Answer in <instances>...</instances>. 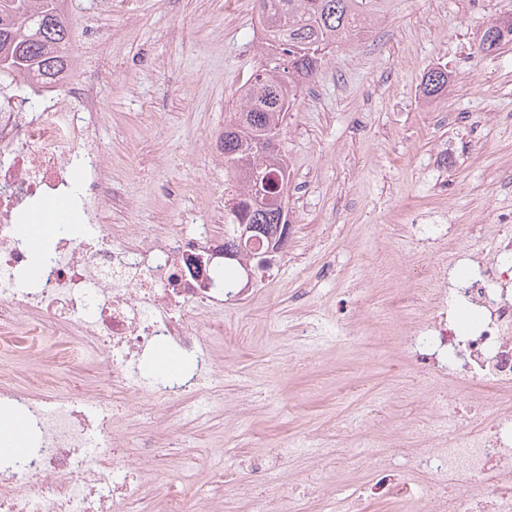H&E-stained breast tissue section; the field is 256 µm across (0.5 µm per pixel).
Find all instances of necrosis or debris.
<instances>
[{
  "label": "necrosis or debris",
  "instance_id": "1",
  "mask_svg": "<svg viewBox=\"0 0 512 512\" xmlns=\"http://www.w3.org/2000/svg\"><path fill=\"white\" fill-rule=\"evenodd\" d=\"M31 112L23 101L0 99V325L22 318L47 323L66 343V363L102 357L97 377L107 395L78 388L54 394L0 381V401L25 418L34 446L23 457L0 461V512H146L143 465L154 446L129 420L127 404L142 396L165 407L168 422L203 423L223 407L210 345L224 322L183 318L177 304L217 306L224 290L199 287L190 260L197 238L167 224L104 225L99 205L105 170L99 151L83 138L90 88L62 75L58 85L35 87ZM71 202L84 236L53 244L36 282H26L27 248L15 226L28 204L52 196ZM447 265H423L412 291L422 317L409 326L407 346L431 347L437 375L486 400L489 423L464 435L449 431L439 447L416 457L443 493L438 512H512V240L503 239L492 261L457 289L456 300L477 311L468 335L445 327L439 314ZM184 352L190 371L170 379L145 378L144 354L159 345Z\"/></svg>",
  "mask_w": 512,
  "mask_h": 512
}]
</instances>
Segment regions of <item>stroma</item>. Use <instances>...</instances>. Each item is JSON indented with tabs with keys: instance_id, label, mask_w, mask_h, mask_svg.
<instances>
[{
	"instance_id": "obj_1",
	"label": "stroma",
	"mask_w": 512,
	"mask_h": 512,
	"mask_svg": "<svg viewBox=\"0 0 512 512\" xmlns=\"http://www.w3.org/2000/svg\"><path fill=\"white\" fill-rule=\"evenodd\" d=\"M371 26L329 56L301 91L285 127L291 233L253 278L238 274L218 309L231 333L212 348L224 410L199 429L143 425L156 448L197 449L187 478L146 475L151 512L176 493L203 512H255L267 495L259 461H277L282 495L298 512H336L363 493L365 512H395L377 479L350 451L366 435L389 443L393 470L421 483L412 448H432L413 427L432 418L447 382L421 390L427 370L400 339L369 335L393 312L409 272L444 254L423 245L439 217L472 226L456 251L491 258L512 237V43L479 44L512 0H359ZM75 77L96 75L95 135L109 168V224L206 225L224 238L214 210L233 175L219 138L258 64L255 0H68ZM444 67L447 91L427 98L425 74ZM388 257L394 279L373 264ZM310 335H302L306 324ZM50 335L26 320L0 328V371L70 384L84 374L48 356ZM314 467L332 477L318 488ZM225 472L223 487L213 477Z\"/></svg>"
}]
</instances>
